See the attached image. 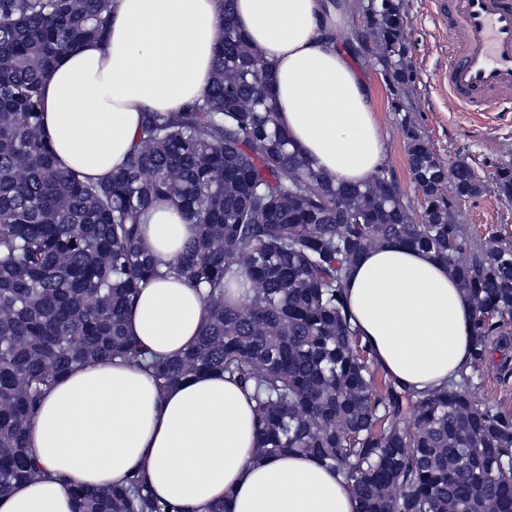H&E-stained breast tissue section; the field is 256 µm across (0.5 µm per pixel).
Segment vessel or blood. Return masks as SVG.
Instances as JSON below:
<instances>
[{"label": "vessel or blood", "instance_id": "b4317fda", "mask_svg": "<svg viewBox=\"0 0 512 512\" xmlns=\"http://www.w3.org/2000/svg\"><path fill=\"white\" fill-rule=\"evenodd\" d=\"M449 94L468 112L512 105V0H448Z\"/></svg>", "mask_w": 512, "mask_h": 512}]
</instances>
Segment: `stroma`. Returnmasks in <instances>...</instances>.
<instances>
[{"instance_id": "35a3bbf8", "label": "stroma", "mask_w": 512, "mask_h": 512, "mask_svg": "<svg viewBox=\"0 0 512 512\" xmlns=\"http://www.w3.org/2000/svg\"><path fill=\"white\" fill-rule=\"evenodd\" d=\"M337 25L336 37L358 59L365 79L375 93L379 115L387 134L384 165L396 179L406 200L417 201L408 165L406 140L394 110L395 97L386 80L379 50L360 47L363 31L359 9L363 0ZM436 0H402L406 14L403 63L409 75L404 104L417 127L445 164L469 158L488 186L475 199L460 203L462 228L466 236L488 239L503 236L512 240V203L498 196L491 165L512 163V113L463 112L442 84L447 68L448 24L435 11ZM512 360V349L492 350L484 368L478 395L490 406L512 412V379L500 380L498 368Z\"/></svg>"}]
</instances>
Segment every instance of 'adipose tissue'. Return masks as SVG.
I'll return each instance as SVG.
<instances>
[{"mask_svg": "<svg viewBox=\"0 0 512 512\" xmlns=\"http://www.w3.org/2000/svg\"><path fill=\"white\" fill-rule=\"evenodd\" d=\"M351 0H235L238 28L269 63L278 120L292 147L337 181L362 186L385 160L374 94L336 23ZM221 0H113L100 40L64 54L45 82L44 131L60 166L100 180L137 148L141 114L200 100L222 36ZM196 231L158 203L141 249L159 265ZM351 323L398 388L442 387L471 358L469 296L434 253L392 240L360 254L347 284ZM207 318L199 292L176 275L142 285L125 331L148 354L174 358ZM248 393L205 372L161 389L115 359L65 373L28 428L40 477L0 495V512H74L71 486L107 489L139 472L177 512H359L344 477L313 456H255Z\"/></svg>", "mask_w": 512, "mask_h": 512, "instance_id": "1", "label": "adipose tissue"}]
</instances>
